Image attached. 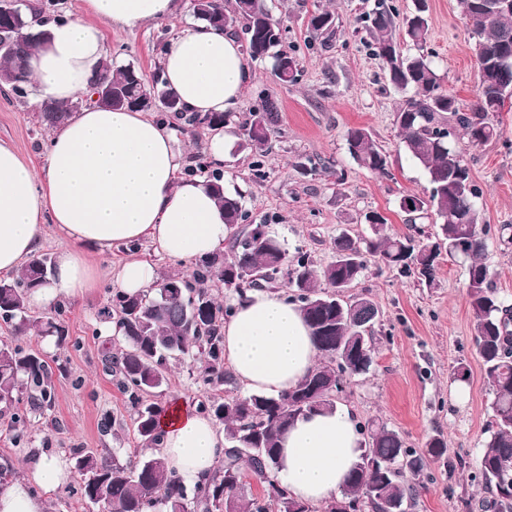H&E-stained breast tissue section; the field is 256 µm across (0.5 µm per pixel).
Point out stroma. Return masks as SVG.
Instances as JSON below:
<instances>
[{
  "mask_svg": "<svg viewBox=\"0 0 512 512\" xmlns=\"http://www.w3.org/2000/svg\"><path fill=\"white\" fill-rule=\"evenodd\" d=\"M285 30L282 48L295 56L300 74L295 84L279 85L272 60L251 62L253 76L234 110L245 118L265 91L277 100L281 121L265 162L266 175L254 180L253 154L236 138L224 157V191L240 195L248 221L267 225L289 254L307 252L316 266L327 265L332 244L340 233L369 235L364 216L377 211L388 219L387 231L406 235L415 229L434 232L430 220L410 222L400 211L402 196H426L429 185L423 169L403 149L394 122L401 95L389 83L381 61L365 46L366 32L357 20L373 0H266ZM335 12L338 29L329 41H312L307 18L316 7ZM428 44L442 85L461 106L475 100L478 73L473 42L457 0H428ZM184 18L163 20L134 28L104 26L113 66L135 65L145 80L159 72L161 48L184 27ZM501 134L482 145L464 147V159L480 187L476 201L481 221L490 233L485 261L494 272L492 286L504 304L512 305V241L497 229L512 227V101L501 112ZM366 128L388 157L387 174L361 169L350 156L346 132ZM50 129L42 125L39 110L28 100L0 91V144L11 146L35 168L46 164ZM330 163V170H303L307 159ZM347 174L336 184L334 171ZM151 262L160 276H189L192 263L173 264L150 244L106 253L87 251L86 258L102 282L86 295L65 299L69 342L54 337H19L21 346L39 351L64 368L54 377L50 407L25 410L17 431L0 427V469L13 478L29 474L45 456L62 457L76 469L82 454L93 451L120 463L142 452L134 430V408L115 377L104 371L106 349L120 351L118 337L104 336L100 326L114 287L112 270L128 254ZM466 259L443 258L433 285L370 263L350 288V295L371 297L379 308L374 326L376 352L370 371L348 379L338 405L354 411L359 421L376 420L398 431L407 446L423 454V484L406 512H483L485 489L476 476L475 461L489 437L491 402L484 370L474 347V317L467 296ZM194 356L171 360L165 399L199 405L216 396L243 394L241 382L224 384L216 392L199 377ZM466 372V398H458L457 372ZM112 427L102 432V419ZM446 442L442 457L425 453L430 436Z\"/></svg>",
  "mask_w": 512,
  "mask_h": 512,
  "instance_id": "35a3bbf8",
  "label": "stroma"
}]
</instances>
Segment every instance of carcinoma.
Wrapping results in <instances>:
<instances>
[{"label": "carcinoma", "instance_id": "obj_1", "mask_svg": "<svg viewBox=\"0 0 512 512\" xmlns=\"http://www.w3.org/2000/svg\"><path fill=\"white\" fill-rule=\"evenodd\" d=\"M488 0H458L462 19L475 41L476 65L485 72L484 83L476 86L475 101L466 111L447 93L426 51L429 20L426 5L405 19L404 40H399L397 8L390 0H374L361 21L370 40L367 47L387 70L391 84L404 95L395 113L406 152L423 168L430 192L424 198L405 195L400 209L416 220L432 219L437 231L420 232L418 238L387 234V219L380 214L366 217L370 237L338 235L334 257L318 269L310 256L288 250L269 234L266 225L235 236L229 257L223 254L196 261L186 278L170 275L171 288L149 293L112 295V312L124 347L116 356L107 354L106 368L119 376L120 389L135 404L137 436L152 453L134 463L85 455L80 463V498L102 504L105 512H315L308 503L291 496L276 478L278 439L299 416L336 407L332 386L343 378L368 373L373 364L375 342L372 330L379 309L369 297H340L368 269L367 257L374 256L388 268L405 276L433 282L439 259L462 256L469 260L467 292L474 314V345L490 386L493 411L490 438L478 460L477 470L490 494L483 508L489 512H512V308L499 300L492 288V271L483 259L489 229L479 225L476 199L479 190L468 167L455 160L462 156L459 142L478 146L501 134L498 117L505 107L502 92L512 88V65L498 63L500 55L512 50V11L489 12ZM194 15L209 26L226 30L242 24L245 50L253 61L274 59L273 72L283 84L297 81V61L280 49L281 22L266 7L265 0H235L232 12L218 2L191 0ZM42 9L24 0L15 4V25L28 27ZM336 26L334 13L320 9L310 17L309 31L325 40ZM412 45L409 53L401 42ZM42 44L37 38L16 37L0 49V82L17 98L29 95L28 60ZM104 85L112 95V109L138 108V101L151 94L142 73L132 66L107 68ZM260 105L242 123L246 145L255 155L253 177L265 176L264 163L279 121L275 100L259 95ZM82 106L43 103L40 119L57 127ZM157 110L170 113L190 127L227 125L233 114H189L179 105L160 104ZM348 150L358 166L378 174L388 173L386 154L364 128L346 133ZM224 207L225 223L235 227L247 220L240 199L224 193L223 175L209 179ZM52 263L38 255L9 279H0V320L13 336L0 337V403L15 407L18 392H28L31 402L51 406L55 368L36 351L15 342V337L37 331L67 339L60 317L62 305L47 318L28 310V295L42 286ZM287 276L284 294L298 303L320 353L321 362L294 389L270 397L260 393L236 395L212 401L207 410L224 424V460L200 486L184 487L153 452L161 436L163 402L170 359L198 349L206 386L221 387L229 381L224 372V320L231 307L218 302L209 288L221 283L243 294L246 288H264ZM367 434L360 461L349 473L341 498L326 505L324 512H339L341 502L368 504L371 512H406L404 504L414 499L419 486L407 475L421 474L424 458L406 445L404 438L384 423L359 425ZM248 478L260 491L245 495Z\"/></svg>", "mask_w": 512, "mask_h": 512}]
</instances>
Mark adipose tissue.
Returning a JSON list of instances; mask_svg holds the SVG:
<instances>
[{"mask_svg":"<svg viewBox=\"0 0 512 512\" xmlns=\"http://www.w3.org/2000/svg\"><path fill=\"white\" fill-rule=\"evenodd\" d=\"M186 0H84L86 20L49 23L48 42L29 59L32 103H67L87 92L108 50L99 27L123 29L173 19ZM160 74L190 113L229 112L251 74L234 34L199 23L178 32L163 51ZM168 124L132 110L98 105L73 112L54 129L47 164L36 171L0 144V273L15 274L34 256L47 225L62 243L47 282L28 298L48 307L96 287L86 250L107 252L150 242L156 252L186 261L221 252L231 228L205 178L181 174L183 156ZM160 278L146 260L131 258L115 283L144 293ZM224 323V357L248 391L279 396L295 387L318 360V350L296 304L279 293L249 290L232 301ZM157 453L186 487L211 474L224 454L215 421L184 401L162 420ZM358 420L336 408L298 417L279 439L277 478L291 494L325 503L341 494L360 454ZM70 473L58 457L41 460L28 477L0 486V512H45L30 484L52 492Z\"/></svg>","mask_w":512,"mask_h":512,"instance_id":"ef3b65f1","label":"adipose tissue"}]
</instances>
